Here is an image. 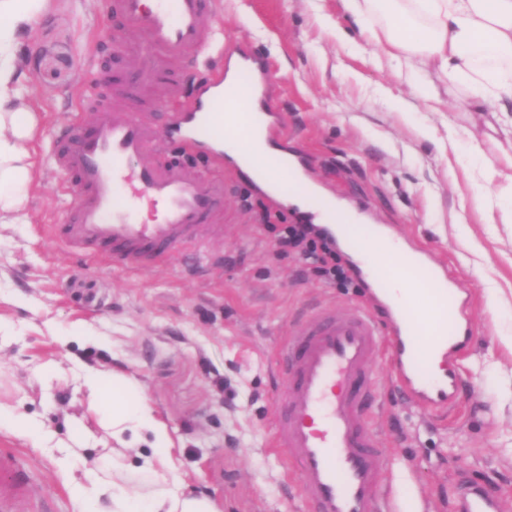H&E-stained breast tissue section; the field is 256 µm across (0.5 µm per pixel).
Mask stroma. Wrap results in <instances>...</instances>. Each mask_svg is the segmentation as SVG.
<instances>
[{"label": "stroma", "mask_w": 512, "mask_h": 512, "mask_svg": "<svg viewBox=\"0 0 512 512\" xmlns=\"http://www.w3.org/2000/svg\"><path fill=\"white\" fill-rule=\"evenodd\" d=\"M218 19L228 44L260 55L273 74L283 148L300 151L306 174L345 200L366 223L386 227L426 251L462 282L474 336L459 359L457 406L446 415L403 405L391 368L374 417L397 469L398 497L420 498L426 512H459V490H495L512 512V224L490 220L512 136L497 112L467 111L462 93L415 98L411 84L377 57L341 0H223ZM114 20L106 0H67L40 17L22 52L30 102L39 117L33 144L38 180L25 201L28 221L0 227V402L56 437L70 422L89 432L85 456L112 442L81 386L89 369H132L174 442L190 490L219 512H302L294 483L270 451L277 394L271 353L289 318L321 305L349 309L385 303L349 253L355 287L310 275L281 253L273 233L238 202L224 215L222 239L177 249L160 267L127 269L69 252L47 236L65 223L78 195L54 167L53 145L67 137L81 95L111 80ZM482 155H473L471 141ZM498 177L487 182L482 171ZM501 288L497 313L486 290ZM53 374H44L46 364ZM0 449L19 455L34 502L53 498L73 512L55 455L0 432Z\"/></svg>", "instance_id": "obj_1"}]
</instances>
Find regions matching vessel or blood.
<instances>
[{
    "instance_id": "obj_1",
    "label": "vessel or blood",
    "mask_w": 512,
    "mask_h": 512,
    "mask_svg": "<svg viewBox=\"0 0 512 512\" xmlns=\"http://www.w3.org/2000/svg\"><path fill=\"white\" fill-rule=\"evenodd\" d=\"M111 15L124 27L112 46L122 74L111 85L85 95L84 112L96 119L54 145L57 169L79 194L74 214L52 225L50 236L65 247L125 267L164 265L175 248L205 245L219 227L231 191L228 180L189 166L161 161L162 138L150 113L137 110L142 90L188 56L205 64L239 63L243 80L267 88L269 73L252 78L250 56L224 42L216 23L222 0H108ZM167 106L183 129L181 148L220 137L242 151L251 147V124L241 118L225 125L237 110L233 94L188 101L180 82L169 85ZM160 207L161 217L143 219ZM395 270L418 293L433 292L447 310L441 326L426 327L416 310H404L392 332H384L371 310L315 307L285 328L272 354L282 390L277 398L270 447L287 477L295 478L306 512H415L396 498L390 485L395 460L372 427L380 385L374 363L387 356L401 394L423 412L451 409L455 369L424 376L417 354L443 346L444 359L468 346L472 337L460 313L462 289L425 258L397 252ZM27 475L13 454L0 453V512H22ZM461 512H497L495 491L464 490Z\"/></svg>"
}]
</instances>
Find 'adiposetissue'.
<instances>
[{"label": "adipose tissue", "instance_id": "adipose-tissue-1", "mask_svg": "<svg viewBox=\"0 0 512 512\" xmlns=\"http://www.w3.org/2000/svg\"><path fill=\"white\" fill-rule=\"evenodd\" d=\"M376 51L417 79V96L464 89L471 111L493 106L512 133V0H342ZM63 0H0V224L23 218L34 181L32 143L39 120L29 101L20 47L36 20ZM285 152L256 141L247 162L266 164V192L284 189L285 202L304 205L314 187L290 174ZM91 408L112 440V452L72 477L76 512H218L204 495L182 492L170 430L130 374L103 366L84 379ZM147 445L138 468L129 457Z\"/></svg>", "mask_w": 512, "mask_h": 512}]
</instances>
